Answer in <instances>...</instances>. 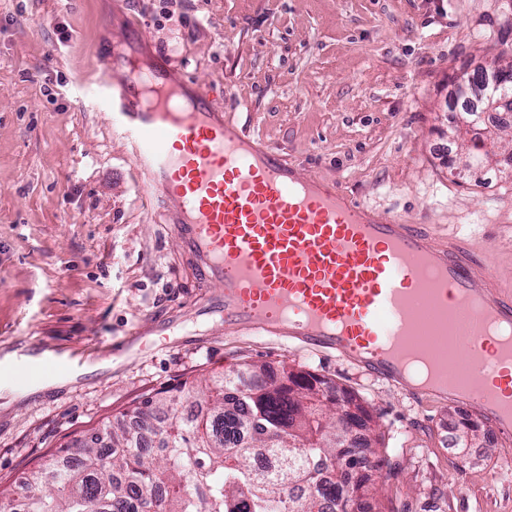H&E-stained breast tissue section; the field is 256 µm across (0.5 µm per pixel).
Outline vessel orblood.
<instances>
[{
    "instance_id": "obj_1",
    "label": "vessel or blood",
    "mask_w": 512,
    "mask_h": 512,
    "mask_svg": "<svg viewBox=\"0 0 512 512\" xmlns=\"http://www.w3.org/2000/svg\"><path fill=\"white\" fill-rule=\"evenodd\" d=\"M104 69L113 129L199 275L222 288L202 319L296 338L398 384L419 357L512 437V288L476 243H436L429 225L303 177L162 57Z\"/></svg>"
}]
</instances>
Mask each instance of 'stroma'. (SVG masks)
Masks as SVG:
<instances>
[{
    "mask_svg": "<svg viewBox=\"0 0 512 512\" xmlns=\"http://www.w3.org/2000/svg\"><path fill=\"white\" fill-rule=\"evenodd\" d=\"M512 0H0V363L39 349L78 371L0 377V485L133 401L241 361L330 380L386 450L380 512H512V438L450 447L448 407L333 352L204 322L220 292L167 233L96 99V57L146 45L226 119L386 216L487 246L512 283V176L449 163L452 78L512 46ZM146 331L138 343L135 331ZM126 343L122 355L112 352Z\"/></svg>",
    "mask_w": 512,
    "mask_h": 512,
    "instance_id": "stroma-1",
    "label": "stroma"
}]
</instances>
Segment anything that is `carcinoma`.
Wrapping results in <instances>:
<instances>
[{"instance_id":"cac0c4a2","label":"carcinoma","mask_w":512,"mask_h":512,"mask_svg":"<svg viewBox=\"0 0 512 512\" xmlns=\"http://www.w3.org/2000/svg\"><path fill=\"white\" fill-rule=\"evenodd\" d=\"M484 135L468 139L467 157L481 160L487 152ZM329 381L309 379L283 365L281 375L243 363L207 386L206 409L177 419L176 433L166 435L161 453L150 450L155 422L172 415V397H147L116 423L107 439H92L71 450L66 446L31 471L38 493L17 512H321L320 507L359 493L368 478L359 470H380L378 439L368 435L369 418L343 417L355 404L351 394L328 390ZM322 391L327 410L317 418L304 414L305 399ZM362 430L352 445L357 465L345 462L338 447L339 429ZM254 448H268L277 467L259 472L251 464Z\"/></svg>"}]
</instances>
